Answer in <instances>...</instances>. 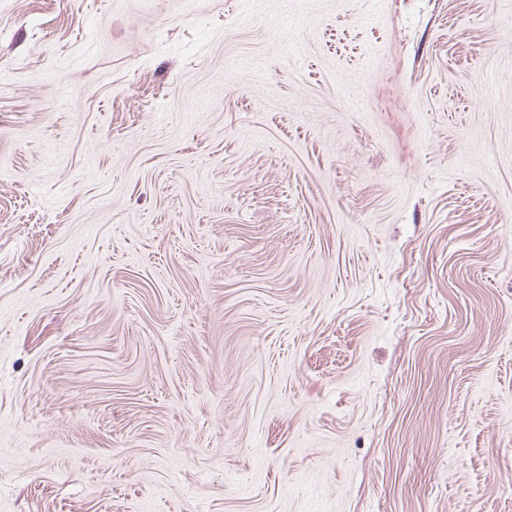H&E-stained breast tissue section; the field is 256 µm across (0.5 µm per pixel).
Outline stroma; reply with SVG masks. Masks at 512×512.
I'll list each match as a JSON object with an SVG mask.
<instances>
[{
  "instance_id": "obj_1",
  "label": "stroma",
  "mask_w": 512,
  "mask_h": 512,
  "mask_svg": "<svg viewBox=\"0 0 512 512\" xmlns=\"http://www.w3.org/2000/svg\"><path fill=\"white\" fill-rule=\"evenodd\" d=\"M0 512H512V0H0Z\"/></svg>"
}]
</instances>
